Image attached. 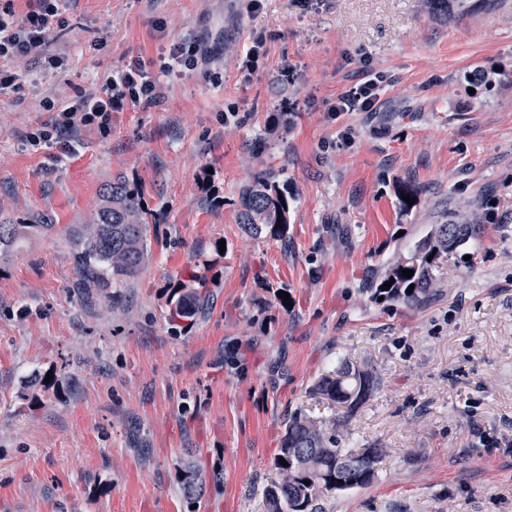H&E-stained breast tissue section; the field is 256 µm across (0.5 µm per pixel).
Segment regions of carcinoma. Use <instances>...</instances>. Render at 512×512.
<instances>
[{
	"label": "carcinoma",
	"mask_w": 512,
	"mask_h": 512,
	"mask_svg": "<svg viewBox=\"0 0 512 512\" xmlns=\"http://www.w3.org/2000/svg\"><path fill=\"white\" fill-rule=\"evenodd\" d=\"M240 206L238 221L251 235H284L288 226V189L258 180L243 192ZM146 223L139 187L127 175L117 174L103 187L88 231L74 242L81 276L102 286L124 287L137 276L148 257ZM49 227L46 221L26 224L0 217V258L9 256L21 240ZM476 234L474 225L453 220L430 225L408 255L389 263L381 278L371 280L367 289L385 302L412 307L425 304L435 294L436 261L457 251ZM405 270L414 271V275L405 277ZM190 281L192 285L179 284L172 293L170 317L174 321L190 319L203 306L201 288L206 286V274L197 272ZM389 281L390 289H381ZM376 387L372 373L342 362L335 372L321 376L312 391L351 414L373 396ZM337 427L334 419L318 424L295 415L287 421L273 459L275 478L264 492L266 512H317L318 499L338 489L366 488L374 482L382 450L374 445L358 450L339 447ZM282 459L287 465H281ZM178 482L190 504L204 494L205 482L193 465L184 466Z\"/></svg>",
	"instance_id": "carcinoma-1"
}]
</instances>
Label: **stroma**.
I'll return each mask as SVG.
<instances>
[{"mask_svg":"<svg viewBox=\"0 0 512 512\" xmlns=\"http://www.w3.org/2000/svg\"><path fill=\"white\" fill-rule=\"evenodd\" d=\"M61 11L45 47L61 68L0 60L20 87L0 97V211L52 222L0 263V512H264L288 416H343L311 387L344 360L377 389L341 445L386 455L372 485L322 512H512V0ZM258 32L266 52L246 74ZM183 41L217 56L221 78L174 69L160 104L113 113L74 152L26 149L52 118L45 99ZM369 67L387 77L376 111L332 115ZM478 70L492 87L474 86ZM120 171L143 187L150 254L115 294L84 287L73 244ZM261 176L288 187L284 237L237 220ZM450 217L482 232L440 257L428 304L375 299L367 282ZM209 262L203 311L172 321V286ZM188 463L206 480L193 507ZM181 492L187 502L191 505L202 497L205 490V482L199 470L195 466L187 464L178 476Z\"/></svg>","mask_w":512,"mask_h":512,"instance_id":"obj_1","label":"stroma"}]
</instances>
